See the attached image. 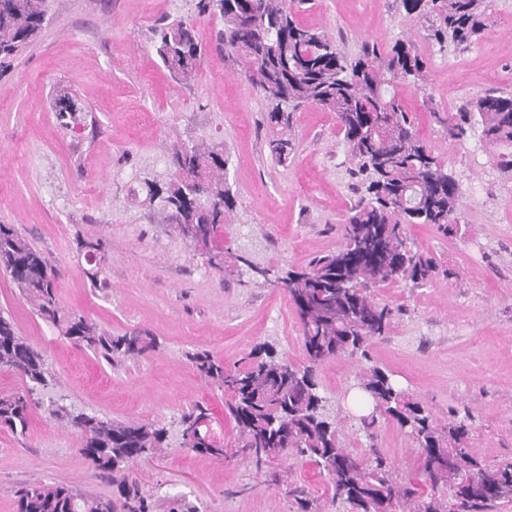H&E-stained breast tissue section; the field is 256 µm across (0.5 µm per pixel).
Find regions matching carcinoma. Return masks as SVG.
Instances as JSON below:
<instances>
[{
    "instance_id": "cac0c4a2",
    "label": "carcinoma",
    "mask_w": 512,
    "mask_h": 512,
    "mask_svg": "<svg viewBox=\"0 0 512 512\" xmlns=\"http://www.w3.org/2000/svg\"><path fill=\"white\" fill-rule=\"evenodd\" d=\"M406 15L433 17L440 46L471 44L487 20L486 0H401ZM303 0H199V12L218 14L224 30L218 45L241 63L245 78L264 95L269 148L279 163L288 160L294 113L308 106L331 112L343 132L352 174L364 195L344 224V243L315 259L307 269L290 270L283 280L302 331L305 365L298 367L262 344L242 369H228L206 352L188 355L199 375L230 393L225 413L234 421L237 445L256 463L279 457L310 462L328 482L333 498L353 512H487L496 502L512 503V461L488 466L468 448L467 420L436 424L426 408L391 376L372 367L357 388L372 411L359 417L373 437L379 419L395 421L419 448V482H396L391 466L375 449L358 454L338 440L339 412L328 408L319 391L317 370L341 355L367 356V346L385 334L392 309L372 296L389 282H424L437 270L433 258L407 245L409 224L448 228L460 223V187L454 175L419 138L415 118L398 98L394 83L417 80L425 57L409 41L382 55L366 48L347 57L324 32L301 23L295 9ZM47 0H0V73L41 34ZM155 53L177 81L197 75L203 49L193 26L182 19L161 20L155 28ZM481 128L496 149L497 166L512 170V96L486 91L470 108L448 116V135L462 140ZM177 168L195 174L196 195L172 177L157 192L173 210L176 227L196 234L209 263L224 268L218 237L231 223L235 198L227 183L229 157L215 144L176 147ZM0 271L44 320L72 344L97 351L106 361L135 358L155 345L146 331L113 336L85 316L59 306L56 272L48 258L12 224H0ZM0 371L22 377L26 388L0 394V426L25 434L33 394L52 382L45 354L22 336L10 316L0 313ZM56 417L77 433L79 450L108 474L126 471L167 447V429L158 424L119 422L65 409ZM206 408L196 405L181 418L182 432H194L183 447L215 458L224 444L203 429ZM450 500L436 496L438 487ZM16 512H118L109 499L66 484L33 483L18 495Z\"/></svg>"
}]
</instances>
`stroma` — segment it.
<instances>
[{
	"instance_id": "stroma-1",
	"label": "stroma",
	"mask_w": 512,
	"mask_h": 512,
	"mask_svg": "<svg viewBox=\"0 0 512 512\" xmlns=\"http://www.w3.org/2000/svg\"><path fill=\"white\" fill-rule=\"evenodd\" d=\"M197 3L48 0L41 36L0 76V223L15 225L50 259L64 311L115 336L146 330L158 341L141 357L107 363L61 338L0 274V313L44 351L56 380L37 393L26 434L0 427V512H15L19 491L35 482L119 499L118 482L96 470L73 430L52 416L59 405L166 427L168 448L128 474L145 512H295L302 496L311 512H351L312 464L259 466L237 448L227 393L188 359L206 352L240 367L267 344L303 365L297 314L280 279L336 251L361 195L336 119L321 109L296 113L287 162L272 160L264 98L238 60L215 49L224 22ZM487 14L465 49L440 47L428 18L407 17L401 0H308L299 14L351 58L364 44L384 52L400 40L428 56L424 77L395 90L461 189L453 232L408 228L410 247L438 262L433 279L377 288L393 310L385 335L368 359L341 356L318 373L321 395L346 415L344 447L376 448L402 479L418 465L411 438L391 420L370 437L358 421L355 385L367 366L387 371L439 420L472 416L476 457L512 460V171L492 162L479 132L459 143L441 121L476 94H512V0H490ZM166 15L190 20L207 48L187 84L172 79L152 49V31ZM64 98L76 101L77 112L58 113ZM198 141L224 145L230 155L236 207L220 272L149 194L172 177L175 145ZM195 404L223 437V459L181 448L178 423Z\"/></svg>"
}]
</instances>
